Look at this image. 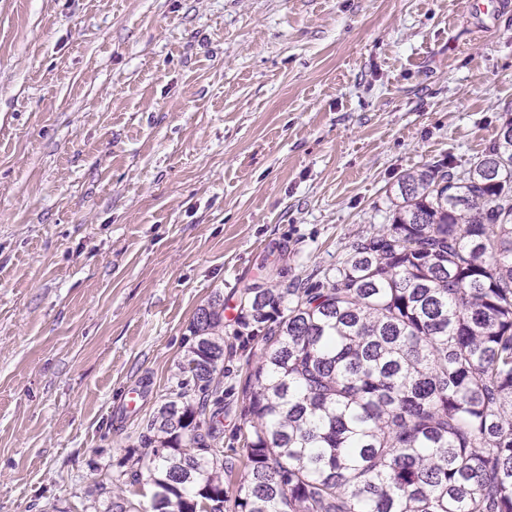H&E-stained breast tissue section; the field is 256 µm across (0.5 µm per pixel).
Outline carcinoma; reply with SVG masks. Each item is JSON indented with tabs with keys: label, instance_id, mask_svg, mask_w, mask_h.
<instances>
[{
	"label": "carcinoma",
	"instance_id": "cac0c4a2",
	"mask_svg": "<svg viewBox=\"0 0 512 512\" xmlns=\"http://www.w3.org/2000/svg\"><path fill=\"white\" fill-rule=\"evenodd\" d=\"M397 195L318 286L242 290L235 336L258 360L236 464L215 422L224 303L198 309L187 378L141 436L143 512H512V120Z\"/></svg>",
	"mask_w": 512,
	"mask_h": 512
}]
</instances>
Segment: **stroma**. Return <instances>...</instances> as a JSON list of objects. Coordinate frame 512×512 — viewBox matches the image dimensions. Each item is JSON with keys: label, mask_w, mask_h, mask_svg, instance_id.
Instances as JSON below:
<instances>
[{"label": "stroma", "mask_w": 512, "mask_h": 512, "mask_svg": "<svg viewBox=\"0 0 512 512\" xmlns=\"http://www.w3.org/2000/svg\"><path fill=\"white\" fill-rule=\"evenodd\" d=\"M509 118L512 0H0V512L136 502L217 295L241 447V290L323 279Z\"/></svg>", "instance_id": "1"}]
</instances>
